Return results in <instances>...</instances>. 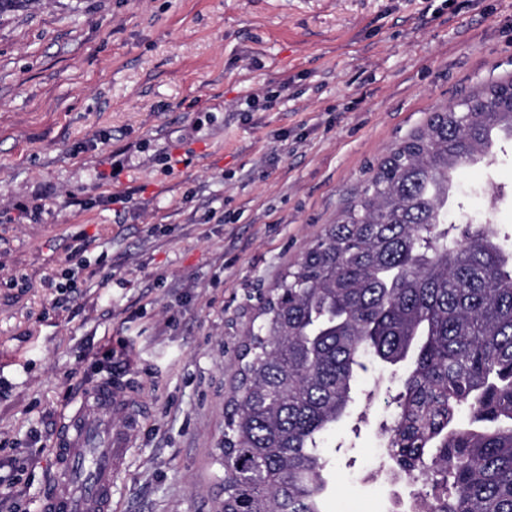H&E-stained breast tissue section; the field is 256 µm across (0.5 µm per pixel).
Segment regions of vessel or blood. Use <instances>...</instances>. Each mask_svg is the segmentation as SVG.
Masks as SVG:
<instances>
[{
	"label": "vessel or blood",
	"instance_id": "1",
	"mask_svg": "<svg viewBox=\"0 0 512 512\" xmlns=\"http://www.w3.org/2000/svg\"><path fill=\"white\" fill-rule=\"evenodd\" d=\"M144 408L119 379L93 383L54 443L58 471L39 512H112L115 478L130 459Z\"/></svg>",
	"mask_w": 512,
	"mask_h": 512
}]
</instances>
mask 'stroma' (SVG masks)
Masks as SVG:
<instances>
[{
	"instance_id": "obj_1",
	"label": "stroma",
	"mask_w": 512,
	"mask_h": 512,
	"mask_svg": "<svg viewBox=\"0 0 512 512\" xmlns=\"http://www.w3.org/2000/svg\"><path fill=\"white\" fill-rule=\"evenodd\" d=\"M512 78V0H19L0 14V512H38L95 381L146 419L115 512H222L260 295L431 112ZM448 221L512 238V141ZM129 194L120 203L119 194ZM86 235L78 288L62 296ZM76 267V266H75ZM374 362L326 434L329 512H406Z\"/></svg>"
}]
</instances>
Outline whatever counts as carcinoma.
<instances>
[{
  "label": "carcinoma",
  "mask_w": 512,
  "mask_h": 512,
  "mask_svg": "<svg viewBox=\"0 0 512 512\" xmlns=\"http://www.w3.org/2000/svg\"><path fill=\"white\" fill-rule=\"evenodd\" d=\"M512 81L391 149L261 299L224 417V512H327L325 433L369 358L404 364L382 433L410 512H512V243L447 225L453 174L512 137Z\"/></svg>",
  "instance_id": "carcinoma-1"
}]
</instances>
